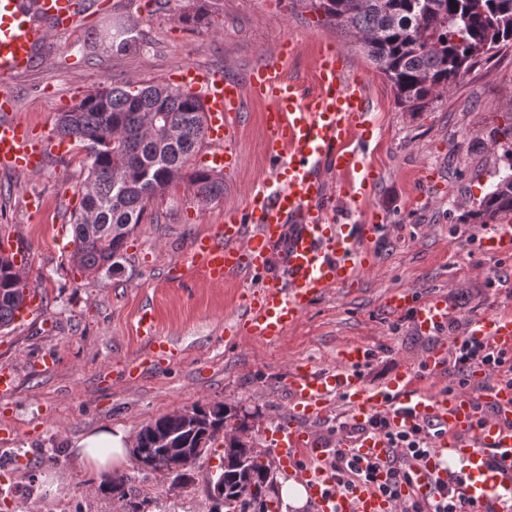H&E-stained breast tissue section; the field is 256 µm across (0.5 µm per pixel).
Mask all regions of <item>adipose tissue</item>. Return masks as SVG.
Instances as JSON below:
<instances>
[{
    "label": "adipose tissue",
    "instance_id": "obj_1",
    "mask_svg": "<svg viewBox=\"0 0 512 512\" xmlns=\"http://www.w3.org/2000/svg\"><path fill=\"white\" fill-rule=\"evenodd\" d=\"M75 448L79 464L93 467L106 476L130 463V441L120 429L99 428L77 439Z\"/></svg>",
    "mask_w": 512,
    "mask_h": 512
}]
</instances>
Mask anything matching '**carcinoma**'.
<instances>
[{"mask_svg":"<svg viewBox=\"0 0 512 512\" xmlns=\"http://www.w3.org/2000/svg\"><path fill=\"white\" fill-rule=\"evenodd\" d=\"M336 27L361 45L364 54L390 81L397 103L419 112L449 91L481 60L512 47V0H318ZM179 22L196 27L209 23L199 6L182 13ZM205 112L199 95L168 83L136 90L111 85L84 96L60 113L55 127L86 151L88 175L80 189V208L71 216L72 260L89 275L121 269L127 237L142 223L148 206L172 185L188 180L204 204L224 196V177L191 167L203 143ZM509 173L468 213L475 224L512 215V151ZM28 283L12 264L0 258V329L14 321L27 296ZM196 408L209 427L192 430L180 412L142 426L134 456L142 470L163 471L173 481L188 482L158 438L186 448L209 444L224 434L221 475L224 512H277V499L265 493L274 482L265 452L238 448L236 435L245 419L222 402Z\"/></svg>","mask_w":512,"mask_h":512,"instance_id":"cac0c4a2","label":"carcinoma"}]
</instances>
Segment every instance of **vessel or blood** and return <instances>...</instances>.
Returning <instances> with one entry per match:
<instances>
[{
	"label": "vessel or blood",
	"instance_id": "obj_1",
	"mask_svg": "<svg viewBox=\"0 0 512 512\" xmlns=\"http://www.w3.org/2000/svg\"><path fill=\"white\" fill-rule=\"evenodd\" d=\"M72 12L71 0H0V73L30 70L46 49L49 29L64 25ZM294 51L293 41H283L277 59L253 69L244 85L191 65L178 76L182 87L199 93L208 114L205 138L217 146L208 157L215 170L230 171L237 164L229 142L244 96L268 104L270 176L247 190L241 209L225 214L219 236L198 239L190 250L192 267L214 283L244 270L259 275L275 270V277L253 290L232 327L240 338L265 343L283 339L315 302L354 280L380 228L369 217L356 224L339 223L341 204L323 176L330 167L357 177L360 186L370 185L371 174L364 171L355 146L367 132V93L332 51L316 58L313 88L288 78L285 63ZM45 141V135L22 123L0 122V168H39ZM482 245L492 256L511 254L512 222H501ZM0 253L25 270L29 248L24 241L1 243ZM394 305L412 309L417 328L425 334H439L448 320V303L440 297L417 305L402 295ZM466 334L512 358L511 316L486 315L471 321ZM368 356L365 345L350 343L339 348L335 369L290 370L286 387L298 419L325 418L334 401L343 399L360 425L376 415L403 430L431 422L441 435L433 455L412 462L414 479L407 493L426 496L440 482L483 503L493 493L512 490V386L502 384L476 396L419 390L420 376L435 378L448 367V344L443 341L418 367L396 373L386 386L369 388L357 374ZM273 437L281 464L305 484L315 512H394L393 503L374 485L359 484L341 494L330 464L313 470L302 466L301 454L318 456L322 450L297 422L276 428ZM450 450L462 461L455 472L440 464ZM356 451L383 461L389 444L370 435L358 441Z\"/></svg>",
	"mask_w": 512,
	"mask_h": 512
}]
</instances>
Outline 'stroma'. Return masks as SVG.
I'll return each mask as SVG.
<instances>
[{"instance_id":"1","label":"stroma","mask_w":512,"mask_h":512,"mask_svg":"<svg viewBox=\"0 0 512 512\" xmlns=\"http://www.w3.org/2000/svg\"><path fill=\"white\" fill-rule=\"evenodd\" d=\"M73 22L49 32V62L0 74V95L14 100L0 121L25 122L52 132L62 109L112 84L142 87L170 81L191 64L247 83L252 69L276 58L283 39L298 52L289 77L313 84V62L326 47L344 55L366 88L368 138L360 157L374 179L331 174V187L356 194V215L381 212L386 226L372 243L371 267L348 287L317 301L279 345L232 338L230 329L257 280L248 273L215 284L190 270L192 243L215 235L245 191L271 173L262 101L246 98L233 146L237 167L224 176V196L204 204L178 184L148 209L127 240L122 269L90 276L74 264L70 216L87 176L80 143L69 153L47 148L41 168L0 170V236L27 242L25 276L43 310L0 331V368L11 369L16 390L0 399V512H214L208 487L223 441L171 488L160 472L127 466L135 501L103 489L102 477L76 465L72 444L104 426L137 435L142 425L197 403L220 401L250 415L249 443L265 452L275 477L285 474L274 449L275 426L289 418L285 372L292 366L326 370L346 343L365 344L359 369L366 386L422 359L435 345L410 312L386 306L406 289L415 301L439 295L451 309L456 335L491 312L512 315V256L485 254L481 225L466 214L503 174L512 149V113L501 108L512 88V48L466 73L423 111L395 102L385 76L357 41L327 23L310 0H78ZM205 4L210 25L179 22ZM134 27L137 47L120 50L108 34ZM155 320V338L170 341L176 357H155L138 330L142 312ZM59 484L56 494L45 479Z\"/></svg>"}]
</instances>
